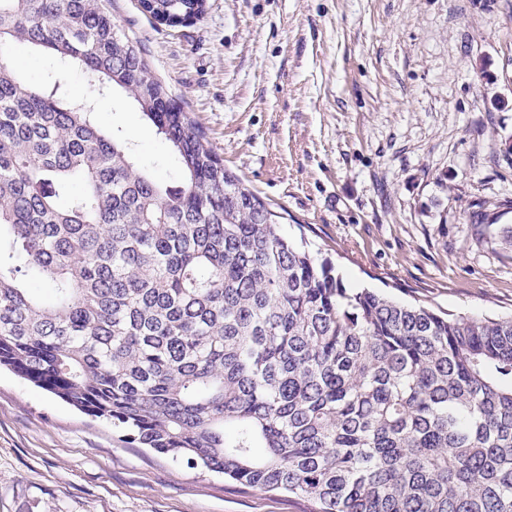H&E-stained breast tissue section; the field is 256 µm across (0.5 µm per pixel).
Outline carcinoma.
Here are the masks:
<instances>
[{
	"label": "carcinoma",
	"instance_id": "1",
	"mask_svg": "<svg viewBox=\"0 0 512 512\" xmlns=\"http://www.w3.org/2000/svg\"><path fill=\"white\" fill-rule=\"evenodd\" d=\"M15 44L128 95L180 184L138 169L93 101L29 81ZM280 219L101 0H0V366L134 448L308 512H512V316L348 288Z\"/></svg>",
	"mask_w": 512,
	"mask_h": 512
}]
</instances>
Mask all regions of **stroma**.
Masks as SVG:
<instances>
[{
	"label": "stroma",
	"instance_id": "stroma-1",
	"mask_svg": "<svg viewBox=\"0 0 512 512\" xmlns=\"http://www.w3.org/2000/svg\"><path fill=\"white\" fill-rule=\"evenodd\" d=\"M103 5L226 168L287 211L350 288L512 315V0H206L168 27ZM32 82L65 73L11 48ZM175 185L166 143L123 94L97 113ZM482 204L488 224L469 221ZM288 495L131 447L111 424L0 370V512H305Z\"/></svg>",
	"mask_w": 512,
	"mask_h": 512
}]
</instances>
